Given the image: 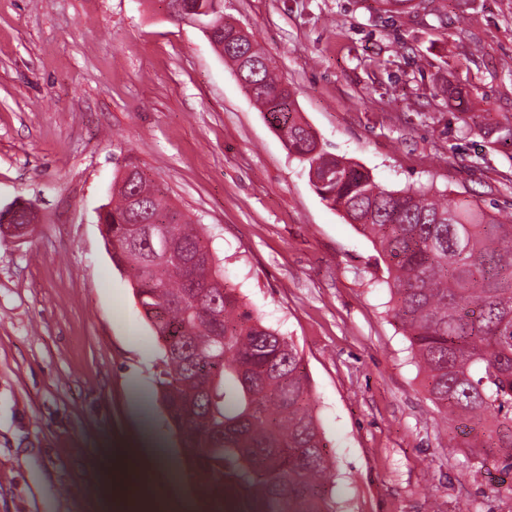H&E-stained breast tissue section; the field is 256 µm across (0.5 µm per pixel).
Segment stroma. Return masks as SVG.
Instances as JSON below:
<instances>
[{
  "mask_svg": "<svg viewBox=\"0 0 512 512\" xmlns=\"http://www.w3.org/2000/svg\"><path fill=\"white\" fill-rule=\"evenodd\" d=\"M224 0L331 153L388 189L512 213V159L466 131L512 120V0ZM203 235L228 285L303 357L336 512H512V472L428 400L370 238L323 201L196 25L161 0H0V512H103L114 457L207 512L155 398L161 342L98 214L127 158ZM151 432L166 451L143 443ZM458 448H449V441ZM37 209L32 203H20L7 211L0 210V233L2 224L10 225L13 234L24 235L32 231L36 223Z\"/></svg>",
  "mask_w": 512,
  "mask_h": 512,
  "instance_id": "obj_1",
  "label": "stroma"
}]
</instances>
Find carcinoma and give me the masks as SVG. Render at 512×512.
I'll list each match as a JSON object with an SVG mask.
<instances>
[{
  "mask_svg": "<svg viewBox=\"0 0 512 512\" xmlns=\"http://www.w3.org/2000/svg\"><path fill=\"white\" fill-rule=\"evenodd\" d=\"M213 31L215 48L271 114L288 150L315 172L322 200L371 238L387 261L391 312L409 336L439 413L473 423L477 442L512 470V215L426 188L392 190L328 152L293 112V90L250 34L224 19V0H168ZM461 120L493 149L512 122L468 111ZM102 233L113 264L131 272L162 344V405L203 479L209 512H333L332 470L295 344L263 324L228 287L196 225L128 159ZM144 196L139 212L134 195Z\"/></svg>",
  "mask_w": 512,
  "mask_h": 512,
  "instance_id": "1",
  "label": "carcinoma"
}]
</instances>
